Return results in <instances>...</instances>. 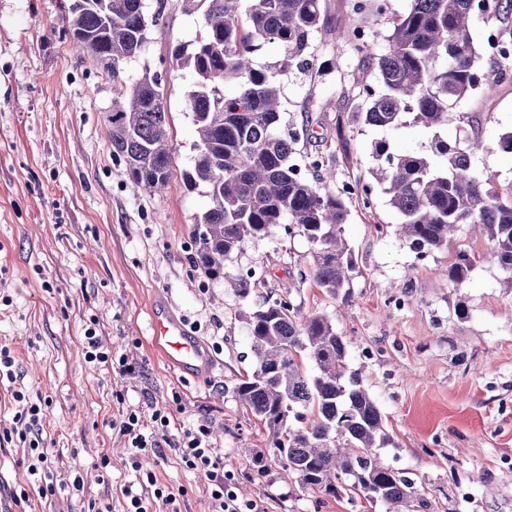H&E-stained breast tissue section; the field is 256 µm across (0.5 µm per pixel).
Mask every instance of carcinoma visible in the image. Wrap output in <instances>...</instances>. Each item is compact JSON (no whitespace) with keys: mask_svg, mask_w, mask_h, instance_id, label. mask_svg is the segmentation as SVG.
Segmentation results:
<instances>
[{"mask_svg":"<svg viewBox=\"0 0 512 512\" xmlns=\"http://www.w3.org/2000/svg\"><path fill=\"white\" fill-rule=\"evenodd\" d=\"M202 15L193 47L178 44L171 57L193 77L186 92L198 135L192 170L184 183L203 184L208 207L191 225V260L207 277L224 276V261L246 241L278 224L296 226L313 250V280L326 294L352 297L356 257L343 236L348 186H331L319 154L303 165L292 161L301 133L284 136L281 80L290 69L310 70V40L320 27L321 0H182ZM387 0H351L352 19L336 38L354 45L375 71L376 84L362 89L367 126L390 130L416 127L428 135L421 148L404 153L390 142H374L370 175L383 185L401 219V237L418 254L448 248L464 224L482 228L489 258L512 280V194L504 197L492 176L474 167L483 150L479 135L452 143L441 130L450 123L473 126L458 105L512 71L504 60L512 43V0H407L391 20L387 50L354 43L359 19L386 12ZM501 19L509 36L501 55L489 53L473 35L478 17ZM63 21L73 42L96 61L112 82V108L105 113L112 158L124 165L130 184L149 194L170 184L173 149L167 129L166 88L149 69L135 81L125 64L139 56L150 25L144 0H65ZM267 44L282 50L273 65L255 56ZM319 174L314 180L307 171ZM475 269L465 250L455 253L445 275L460 285ZM264 283L254 269L238 275L246 296ZM255 369L233 387L235 400L268 432L272 459L299 487L324 496L342 495L386 512H429L435 506L410 477L385 463L378 449L391 444L385 417L348 365L350 338L319 312H302L276 297L245 314ZM314 364V370L306 362Z\"/></svg>","mask_w":512,"mask_h":512,"instance_id":"carcinoma-1","label":"carcinoma"}]
</instances>
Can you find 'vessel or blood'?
<instances>
[{"mask_svg": "<svg viewBox=\"0 0 512 512\" xmlns=\"http://www.w3.org/2000/svg\"><path fill=\"white\" fill-rule=\"evenodd\" d=\"M149 331L153 346L173 368L192 375L210 369L208 348L164 300H154L151 305Z\"/></svg>", "mask_w": 512, "mask_h": 512, "instance_id": "b4317fda", "label": "vessel or blood"}]
</instances>
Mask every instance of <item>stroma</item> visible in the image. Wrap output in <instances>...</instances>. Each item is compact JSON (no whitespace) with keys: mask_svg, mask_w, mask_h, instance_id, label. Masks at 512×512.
<instances>
[{"mask_svg":"<svg viewBox=\"0 0 512 512\" xmlns=\"http://www.w3.org/2000/svg\"><path fill=\"white\" fill-rule=\"evenodd\" d=\"M61 3L0 0V346L15 359L14 381L0 380V424L19 409L15 390L46 402L41 432L51 472L60 480L81 475L84 494L40 499L16 439L0 449V512H83L91 500L125 512L122 491L143 471L178 493L182 512H212L207 476L184 468L178 450L186 432L201 428L213 455L237 470L239 496L266 512H384L302 491L270 463L265 429L233 397L237 379L254 368L242 312L285 294L351 338L349 367L361 373L393 439L380 451L387 464L414 479L437 512H512V287L490 260L486 237L465 224L448 249L418 256L376 186L370 204L357 195L348 203L344 237L357 259L351 302L317 288L310 243L281 225L232 254L223 278L205 277L190 259V227L208 203L206 189L183 183L197 140L185 98L192 77L171 59L173 46L199 37L200 14L185 12L181 0H145L159 19L126 67L132 78L160 71L168 88L173 177L166 193L151 195L133 188L112 157L104 121L112 87L73 45ZM348 12V0H322L315 66L284 75L281 88L283 130L308 125L299 155L321 151L340 183L370 181L377 140L400 152L423 142L414 127L387 132L356 121L358 94L375 77L333 34ZM460 109L478 122V171L498 189L511 187L512 155L498 138L512 129V75ZM461 249L476 266L456 287L443 271ZM251 268L264 270L267 282L239 296L235 279ZM158 296L211 351L207 376H183L150 348L148 311ZM90 324L127 371L86 362ZM157 410L169 427L154 433L158 452L133 471L119 424L127 413L147 420ZM261 459L269 467L258 477ZM21 489L30 507L14 506L11 494Z\"/></svg>","mask_w":512,"mask_h":512,"instance_id":"35a3bbf8","label":"stroma"}]
</instances>
